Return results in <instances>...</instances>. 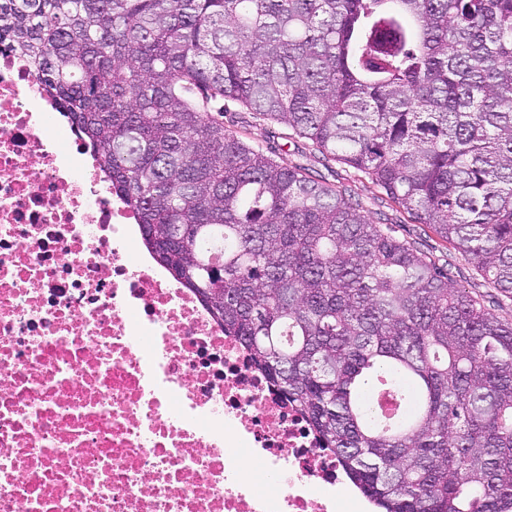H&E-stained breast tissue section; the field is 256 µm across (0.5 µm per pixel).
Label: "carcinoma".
<instances>
[{"label":"carcinoma","mask_w":512,"mask_h":512,"mask_svg":"<svg viewBox=\"0 0 512 512\" xmlns=\"http://www.w3.org/2000/svg\"><path fill=\"white\" fill-rule=\"evenodd\" d=\"M5 41L369 502L512 512V320L224 131L285 126L512 298V0H0Z\"/></svg>","instance_id":"carcinoma-1"}]
</instances>
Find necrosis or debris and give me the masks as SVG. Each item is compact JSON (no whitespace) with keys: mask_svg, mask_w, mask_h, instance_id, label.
Segmentation results:
<instances>
[{"mask_svg":"<svg viewBox=\"0 0 512 512\" xmlns=\"http://www.w3.org/2000/svg\"><path fill=\"white\" fill-rule=\"evenodd\" d=\"M0 44V512H364Z\"/></svg>","mask_w":512,"mask_h":512,"instance_id":"4bbe7bcc","label":"necrosis or debris"}]
</instances>
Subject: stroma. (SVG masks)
<instances>
[{
    "label": "stroma",
    "instance_id": "1",
    "mask_svg": "<svg viewBox=\"0 0 512 512\" xmlns=\"http://www.w3.org/2000/svg\"><path fill=\"white\" fill-rule=\"evenodd\" d=\"M224 129L283 166L298 168L326 185L348 189L368 221L381 225L398 239L414 243L424 256L446 265L450 276L471 295L477 296L487 309L502 318L512 319V299L489 288L474 264L462 258L426 225L415 222L364 174L324 157L310 141L291 137L284 126L256 118L233 103L226 107Z\"/></svg>",
    "mask_w": 512,
    "mask_h": 512
}]
</instances>
